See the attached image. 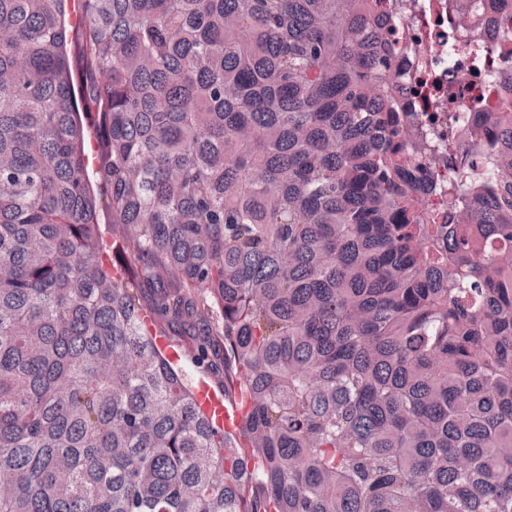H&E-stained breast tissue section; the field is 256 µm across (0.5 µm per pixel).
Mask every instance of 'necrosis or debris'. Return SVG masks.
Wrapping results in <instances>:
<instances>
[{"instance_id": "4bbe7bcc", "label": "necrosis or debris", "mask_w": 512, "mask_h": 512, "mask_svg": "<svg viewBox=\"0 0 512 512\" xmlns=\"http://www.w3.org/2000/svg\"><path fill=\"white\" fill-rule=\"evenodd\" d=\"M387 24L401 47L395 100L417 113L429 139L438 141L424 169L440 181L461 179L462 156L447 144L502 111L512 87V0H384Z\"/></svg>"}]
</instances>
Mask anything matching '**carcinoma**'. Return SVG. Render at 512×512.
Instances as JSON below:
<instances>
[{"mask_svg": "<svg viewBox=\"0 0 512 512\" xmlns=\"http://www.w3.org/2000/svg\"><path fill=\"white\" fill-rule=\"evenodd\" d=\"M81 2L0 0V512H512V111L435 213L380 0ZM95 193L99 199V220L103 227L106 228L103 236V250L109 255H112V242L119 238L120 230L118 227L112 232V216L105 208V196L98 189L95 188ZM200 409L217 423L229 426L232 418L237 419L238 413L234 406L228 407L220 393L203 387L196 394Z\"/></svg>", "mask_w": 512, "mask_h": 512, "instance_id": "1", "label": "carcinoma"}]
</instances>
